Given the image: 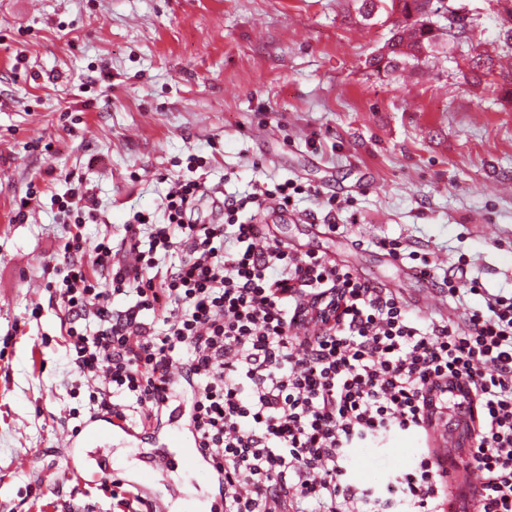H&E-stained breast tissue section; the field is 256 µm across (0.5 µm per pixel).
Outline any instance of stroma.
<instances>
[{
    "mask_svg": "<svg viewBox=\"0 0 512 512\" xmlns=\"http://www.w3.org/2000/svg\"><path fill=\"white\" fill-rule=\"evenodd\" d=\"M353 0H0V512H119L92 473L66 472L64 444L90 415L91 386L68 363L48 266L79 236L85 258L119 243L133 213L161 218L169 177L189 156L209 185L250 192L271 175L350 200L330 231L320 201L259 217L269 239L315 252L404 299L423 319L460 320L435 281L467 274L512 294V108L440 60L379 77L366 57L389 35L359 23ZM80 178L98 202L81 227L51 198ZM41 203L14 215L29 187ZM428 254L433 279L380 239ZM40 317H33V308ZM146 427L112 451L128 479L141 453L170 446ZM392 435L358 449L354 476L378 483L422 448ZM154 495L171 512H212L206 476L169 472Z\"/></svg>",
    "mask_w": 512,
    "mask_h": 512,
    "instance_id": "stroma-1",
    "label": "stroma"
}]
</instances>
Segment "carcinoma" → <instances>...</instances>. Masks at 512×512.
<instances>
[{"label": "carcinoma", "mask_w": 512, "mask_h": 512, "mask_svg": "<svg viewBox=\"0 0 512 512\" xmlns=\"http://www.w3.org/2000/svg\"><path fill=\"white\" fill-rule=\"evenodd\" d=\"M357 15L368 25L380 13L400 10L390 36L367 59L366 65L379 77H391L406 69L416 70L429 59L442 56L458 46L465 45L476 54H467V68L473 82H485L500 93L504 103L512 105V67L506 69L492 55L473 42L474 19L456 24H441L435 20L445 0H359ZM502 12L497 14L500 28L501 52L512 54V0H503Z\"/></svg>", "instance_id": "cac0c4a2"}]
</instances>
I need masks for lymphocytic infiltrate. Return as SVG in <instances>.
I'll return each mask as SVG.
<instances>
[{
    "label": "lymphocytic infiltrate",
    "mask_w": 512,
    "mask_h": 512,
    "mask_svg": "<svg viewBox=\"0 0 512 512\" xmlns=\"http://www.w3.org/2000/svg\"><path fill=\"white\" fill-rule=\"evenodd\" d=\"M208 192L203 177H173L162 223L134 213L119 246L99 243L87 264L75 242L53 267L69 361L97 411H153L188 378L224 512H444L453 488L431 451L374 487L351 461L427 433L433 395L451 385L476 407L477 512H512V297L482 295L457 324L422 321L350 268L266 237L261 212L318 187L258 180L222 198L223 223H193ZM119 296L129 305L114 308Z\"/></svg>",
    "instance_id": "obj_1"
}]
</instances>
